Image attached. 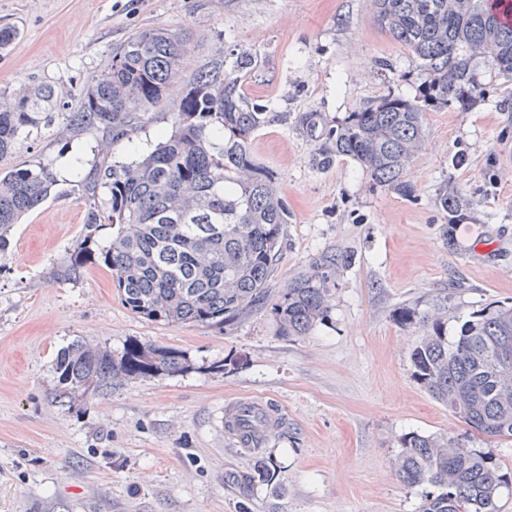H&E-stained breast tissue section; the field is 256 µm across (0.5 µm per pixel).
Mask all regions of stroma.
I'll list each match as a JSON object with an SVG mask.
<instances>
[{
  "label": "stroma",
  "mask_w": 512,
  "mask_h": 512,
  "mask_svg": "<svg viewBox=\"0 0 512 512\" xmlns=\"http://www.w3.org/2000/svg\"><path fill=\"white\" fill-rule=\"evenodd\" d=\"M7 26L18 37L0 53V91L47 83L59 96L52 122L0 159L2 170L50 165L57 180L0 254V512H419L421 488L396 470L411 431L492 450L512 470V437L472 429L416 382L421 333L398 319L444 300L455 337L488 304L512 303V104L491 62L477 66L483 93L472 108L426 113L408 199L349 157L312 164L325 127L363 103L418 94L417 61L378 27L370 0H0ZM146 28L184 34L185 79L216 51L255 55L243 90L273 119L251 150L291 213L269 300L317 254L347 257L307 335H279L266 307L221 329L148 320L101 265L75 283L57 279L83 236L82 185L101 158L99 137L71 135L65 115L113 50ZM174 110L167 102L109 161L140 160L171 132ZM446 184L470 203L454 226L436 202ZM78 340L115 353L131 341L165 346L189 367L69 411L53 399V364ZM241 400L281 417L264 448L227 442L224 408ZM261 458L270 481L246 492L229 483Z\"/></svg>",
  "instance_id": "obj_1"
}]
</instances>
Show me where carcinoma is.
I'll use <instances>...</instances> for the list:
<instances>
[{"label": "carcinoma", "instance_id": "obj_1", "mask_svg": "<svg viewBox=\"0 0 512 512\" xmlns=\"http://www.w3.org/2000/svg\"><path fill=\"white\" fill-rule=\"evenodd\" d=\"M378 27L403 44L424 75L420 96L387 95L361 105L325 131L314 163L335 156L357 160L379 186L415 197L404 172L425 140L424 112L468 108L482 90L476 62L490 59L512 82V24L500 21L489 0H372ZM184 39L179 32L144 29L112 51L108 66L89 81L66 115L74 135L102 134V157L83 190L88 203L83 240L57 275L77 282L87 266L103 264L124 304L149 320L222 327L262 308L290 212L273 171L251 152L254 134L270 121L241 84L256 62L249 51L231 64L219 51L191 79L180 77ZM177 106L171 133L137 162L107 160L112 145L128 140L171 96ZM58 91L48 84L0 92V159L21 134L51 119ZM56 184L47 165L0 171V253L8 234ZM437 203L448 224L467 210L463 195L446 188ZM112 226V240L92 247L96 232ZM344 256L323 252L271 304L287 337L306 335L327 315L330 283ZM399 320L422 337L410 353L415 380L456 417L489 437L512 436V373L498 367L512 350V307H486L448 340V306L431 314L404 308ZM180 352L138 342L119 355L76 341L55 359L56 402L67 409L129 379L183 369ZM398 473L410 486L429 484L421 512H499L498 496L512 489V471L493 451L464 454L444 436L410 433L401 441ZM269 475L231 473L239 488Z\"/></svg>", "mask_w": 512, "mask_h": 512}]
</instances>
